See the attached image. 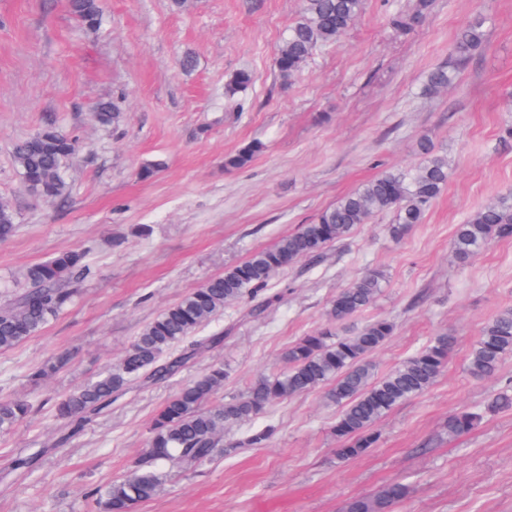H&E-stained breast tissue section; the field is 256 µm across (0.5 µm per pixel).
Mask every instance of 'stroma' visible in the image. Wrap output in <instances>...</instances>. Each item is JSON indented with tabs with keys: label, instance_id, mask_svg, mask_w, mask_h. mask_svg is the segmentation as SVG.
<instances>
[{
	"label": "stroma",
	"instance_id": "35a3bbf8",
	"mask_svg": "<svg viewBox=\"0 0 512 512\" xmlns=\"http://www.w3.org/2000/svg\"><path fill=\"white\" fill-rule=\"evenodd\" d=\"M413 5L364 0L339 41L318 47L285 86L273 58L301 0H189L180 11L170 0H100L94 29L67 0H0V201L19 224L0 243V278L20 279L70 249L85 250L91 268L68 310L0 352V400L34 406L0 434V512H93L92 492L134 465L156 411L188 378L224 364L223 395H237L276 371L289 345L324 325L336 292L375 267L386 284L351 324L395 323L373 356L377 375L435 336L453 338L445 372L382 419L378 446L339 461L338 409L317 389L227 428L232 449L214 461L169 467L160 494L137 512H344L396 483L407 494L393 512H512V408L448 434L449 417L512 383V353L493 376L468 370L483 325L512 308V240L460 266L451 260L456 225L512 189V139L503 136L512 126V0H433L423 23L396 31L391 14ZM479 16L481 48L446 92L425 96L430 69ZM187 52L196 64L186 73L178 61ZM241 69L255 80L235 102L224 87ZM103 100L120 106L118 125L98 121ZM49 124L79 141L63 168L68 194L53 203L25 190L11 157ZM424 138L447 157L448 182L402 241L386 231L392 213L378 214L317 262L275 276L283 298L261 318L246 302L226 306L195 333L222 341L175 376L130 386L76 434L56 421L50 398L115 362L162 310L364 183L417 166ZM255 140L264 148L250 166L225 169V155ZM149 164L155 173L140 178ZM59 355L66 367L29 382L33 367ZM268 424L276 433L265 447H239ZM18 455L37 458L23 477L11 470Z\"/></svg>",
	"mask_w": 512,
	"mask_h": 512
}]
</instances>
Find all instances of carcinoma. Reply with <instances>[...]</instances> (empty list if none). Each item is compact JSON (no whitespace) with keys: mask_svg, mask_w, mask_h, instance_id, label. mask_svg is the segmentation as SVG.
<instances>
[{"mask_svg":"<svg viewBox=\"0 0 512 512\" xmlns=\"http://www.w3.org/2000/svg\"><path fill=\"white\" fill-rule=\"evenodd\" d=\"M432 0H416L413 10L396 12L390 22L399 32L411 30L429 13ZM73 14L88 28L100 23L99 0H70ZM363 0H302L301 15L293 22L280 44L274 67L283 85L292 82L320 45L333 44L356 19ZM485 19L477 17L456 37L448 63L431 69L423 87L438 94L451 85L459 70L484 42ZM249 70L237 71L226 85L229 98L252 85ZM114 102L97 105L100 123L118 121ZM76 140L53 125L17 141L12 150L13 165L25 189L32 195L56 201L67 193L61 168L76 152ZM263 149L252 142L224 157L227 169H243ZM423 161L405 171L383 173L323 210L309 224L269 247L253 252L243 262L206 280L184 294L147 323L120 359L96 377L54 403L56 417L76 422L100 412L112 400L139 381H159L176 374L207 344L211 336L195 340V331L215 320L224 307L244 298L250 315L262 316L273 301L266 295L272 277L303 260L320 257L329 245L343 239L360 224L386 211L395 214L386 226L389 237L399 242L409 229L423 222L428 205L448 181V159L434 153L429 141L420 143ZM18 230L14 210L0 203V242ZM512 239V190L482 205L457 226L452 252L459 264L495 241ZM83 250L60 252L29 266L23 287L10 294L0 306V351L11 350L40 332L60 316L77 296V285L91 273ZM386 282L383 270L369 268L331 300L327 325L300 338L283 355L286 368L262 374L239 394L217 400L224 390L227 372L214 364L203 374L187 380L153 417L151 436L134 467L123 477L101 486L93 498L98 512H135L138 505L154 499L166 477L165 466L191 468L214 460L221 448L226 427L250 421L270 404L326 388L327 400L340 408L332 434L336 437L338 460L345 462L366 454L378 443V424L394 407L427 391L444 371L452 340L436 336L419 352L388 373L377 376L371 356L394 332L385 318L370 320L349 330L344 323L370 307ZM512 353V308L499 311L483 327L472 349L468 368L478 378L492 375L502 358ZM69 362L58 356L36 367L31 380L52 377ZM512 408V393L503 391L479 411L464 410L448 419V432L463 434L486 415ZM33 404L24 399L0 401V432H9L27 419ZM275 433L268 425L249 434L232 447H262ZM407 489L393 484L374 497L355 498L345 512H391L405 497Z\"/></svg>","mask_w":512,"mask_h":512,"instance_id":"cac0c4a2","label":"carcinoma"}]
</instances>
